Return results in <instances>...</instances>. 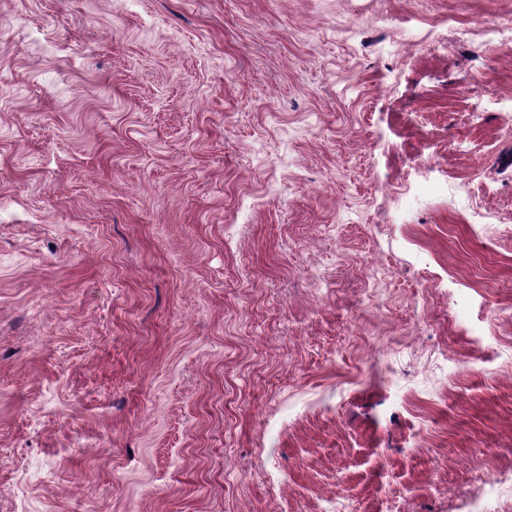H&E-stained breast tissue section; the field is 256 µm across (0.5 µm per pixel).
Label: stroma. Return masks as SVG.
Returning a JSON list of instances; mask_svg holds the SVG:
<instances>
[{"label": "stroma", "mask_w": 512, "mask_h": 512, "mask_svg": "<svg viewBox=\"0 0 512 512\" xmlns=\"http://www.w3.org/2000/svg\"><path fill=\"white\" fill-rule=\"evenodd\" d=\"M477 18L512 0H0V512H512ZM426 159L452 200L396 223Z\"/></svg>", "instance_id": "stroma-1"}]
</instances>
